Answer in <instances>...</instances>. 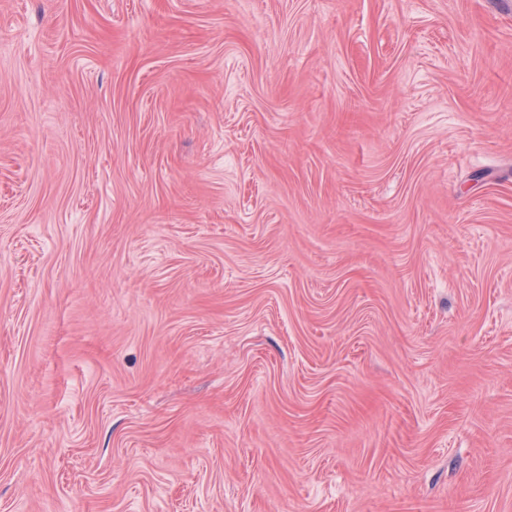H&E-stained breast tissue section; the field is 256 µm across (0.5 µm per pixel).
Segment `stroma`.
<instances>
[{"label": "stroma", "mask_w": 512, "mask_h": 512, "mask_svg": "<svg viewBox=\"0 0 512 512\" xmlns=\"http://www.w3.org/2000/svg\"><path fill=\"white\" fill-rule=\"evenodd\" d=\"M0 512H512V0H0Z\"/></svg>", "instance_id": "35a3bbf8"}]
</instances>
